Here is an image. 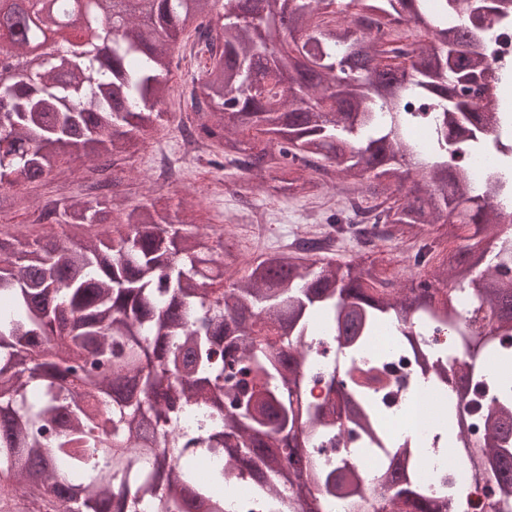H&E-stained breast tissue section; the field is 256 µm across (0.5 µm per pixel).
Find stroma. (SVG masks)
Here are the masks:
<instances>
[{
	"label": "stroma",
	"instance_id": "35a3bbf8",
	"mask_svg": "<svg viewBox=\"0 0 512 512\" xmlns=\"http://www.w3.org/2000/svg\"><path fill=\"white\" fill-rule=\"evenodd\" d=\"M179 143L176 122L172 116H164L154 137L138 146L131 159L123 163L117 174L118 193L130 206L146 204L160 196L191 200L198 210L200 225L224 224L233 230L228 244L244 258H255L267 247L285 241L290 226L301 223L306 211H313L315 223L323 224L345 205L343 194L333 186L322 188L309 199L265 184L254 186L249 196H240L227 171L212 168L203 155L182 162L181 176L174 184L157 183L154 166L177 158ZM46 191L43 182L10 191L8 199L0 203V230L17 234L22 241H33L41 232L33 223V210L44 202Z\"/></svg>",
	"mask_w": 512,
	"mask_h": 512
}]
</instances>
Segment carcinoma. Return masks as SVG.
<instances>
[{
  "label": "carcinoma",
  "instance_id": "1",
  "mask_svg": "<svg viewBox=\"0 0 512 512\" xmlns=\"http://www.w3.org/2000/svg\"><path fill=\"white\" fill-rule=\"evenodd\" d=\"M150 2L147 17L116 28L119 0H86L88 38L52 45L51 67L32 44L57 7L17 0L0 15V48L19 71L0 84V193L61 174L65 156L90 164L93 190L115 183L110 169L167 113L175 48L192 37L206 64L181 132L240 171L241 190L252 175L306 196L330 182L360 190L368 206L344 216L358 251L337 264L305 241L249 261L222 225L160 223L167 200L109 210L93 192L45 211L50 232L26 250L0 230V512H227L221 490L245 480L267 512H298L311 485L356 491L344 463L310 452L336 423V403L299 400L317 315L352 361L381 326L454 327L453 295L464 293L492 317L469 343L512 363L499 346L512 339V237L497 233L503 210L492 204L512 181L492 174L478 189L462 165L511 136L512 117L453 104L493 65L455 0H224L222 14L219 0ZM380 55L409 67L381 70ZM374 238L407 245L418 273L388 277L392 259L363 250ZM376 368L352 382L333 373L328 390L372 428L391 505L450 512L460 491L442 502L420 492L407 479L415 457L379 429L381 403L363 394ZM426 368L453 369L459 397L479 380L448 355ZM498 403L469 455L496 472V508L512 512V390Z\"/></svg>",
  "mask_w": 512,
  "mask_h": 512
}]
</instances>
